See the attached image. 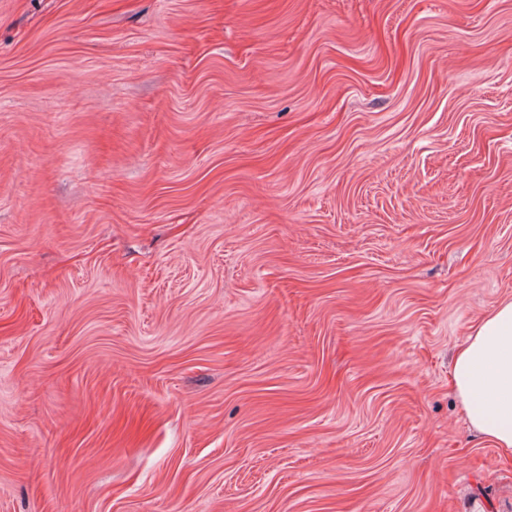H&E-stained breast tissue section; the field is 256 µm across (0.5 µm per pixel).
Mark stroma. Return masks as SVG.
<instances>
[{"instance_id": "35a3bbf8", "label": "stroma", "mask_w": 512, "mask_h": 512, "mask_svg": "<svg viewBox=\"0 0 512 512\" xmlns=\"http://www.w3.org/2000/svg\"><path fill=\"white\" fill-rule=\"evenodd\" d=\"M505 299L512 0H0V512H512ZM449 385L476 432L512 460V300L472 326L456 348Z\"/></svg>"}]
</instances>
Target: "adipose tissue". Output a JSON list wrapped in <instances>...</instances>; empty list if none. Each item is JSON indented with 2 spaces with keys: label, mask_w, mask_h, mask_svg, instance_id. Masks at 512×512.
<instances>
[{
  "label": "adipose tissue",
  "mask_w": 512,
  "mask_h": 512,
  "mask_svg": "<svg viewBox=\"0 0 512 512\" xmlns=\"http://www.w3.org/2000/svg\"><path fill=\"white\" fill-rule=\"evenodd\" d=\"M449 385L471 428L512 460V300L470 327L456 348Z\"/></svg>",
  "instance_id": "obj_1"
}]
</instances>
